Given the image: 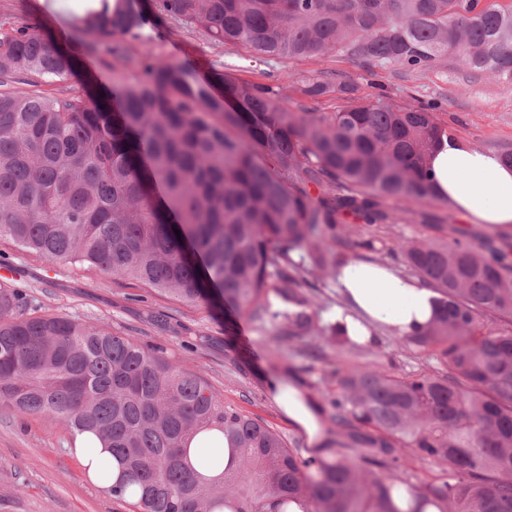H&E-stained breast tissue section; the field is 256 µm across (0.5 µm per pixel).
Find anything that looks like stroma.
Returning a JSON list of instances; mask_svg holds the SVG:
<instances>
[{
	"instance_id": "obj_1",
	"label": "stroma",
	"mask_w": 512,
	"mask_h": 512,
	"mask_svg": "<svg viewBox=\"0 0 512 512\" xmlns=\"http://www.w3.org/2000/svg\"><path fill=\"white\" fill-rule=\"evenodd\" d=\"M54 0H0V28L21 22L36 26L61 47L76 51L78 65L68 81L49 86L52 94L82 90L95 96L111 87L114 58L88 51L87 35L52 11ZM155 54L174 63L193 64L201 76L227 70L237 76L286 87L290 107L331 112L342 104L341 84L355 86L358 101L382 97L405 108L422 102L433 109L450 134L471 146L497 154L512 152V81L442 58L434 67L408 71L399 67L369 75L347 55L255 63L244 49L211 41L202 31L164 18L154 34ZM316 76L333 86L328 95L311 99L301 92L302 79ZM414 216L398 224H360L355 235L337 225V257L367 259L406 271L402 244L422 237L485 239L480 225L460 218L448 204L432 201L415 207ZM13 271L9 287L48 314L103 324L109 331L163 347L179 369L203 376L226 405L260 418L282 433L289 447L304 450L303 439L267 396L265 374L295 377L320 406L329 445L343 438L329 416L336 395L333 369L382 370L407 375L438 369L432 349L404 344L383 331L373 347L355 349L321 339L289 337L251 314L232 306L202 302L184 305L139 283L77 264H47L37 255L0 239V268ZM0 512H130L84 475L73 455V435L51 418L28 417L0 406Z\"/></svg>"
}]
</instances>
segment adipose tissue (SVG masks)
Instances as JSON below:
<instances>
[{"label": "adipose tissue", "mask_w": 512, "mask_h": 512, "mask_svg": "<svg viewBox=\"0 0 512 512\" xmlns=\"http://www.w3.org/2000/svg\"><path fill=\"white\" fill-rule=\"evenodd\" d=\"M428 173L437 198L450 201L464 219L491 234L512 233V163L452 136L437 147ZM336 286L343 303L325 318L361 343L372 341L380 328L399 335L421 330L437 311L434 292L418 278L377 263L339 264ZM266 388L289 424L305 436L311 456H320L326 438L318 405L277 373L267 376Z\"/></svg>", "instance_id": "1"}]
</instances>
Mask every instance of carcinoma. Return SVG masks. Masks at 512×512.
Here are the masks:
<instances>
[{
    "mask_svg": "<svg viewBox=\"0 0 512 512\" xmlns=\"http://www.w3.org/2000/svg\"><path fill=\"white\" fill-rule=\"evenodd\" d=\"M83 2L74 25L92 37L88 50L123 66L108 99L37 90L66 81L74 58L27 23L0 30V238L186 305L231 303L291 337L336 340L302 273L336 274V225L396 224L433 196L427 163L448 131L421 102L309 112L290 108L280 85L202 78L152 53L159 21L264 64L342 52L373 73L453 55L512 79V5L486 0ZM130 41L146 51L128 54ZM17 75L34 89L8 88ZM330 92L302 81L307 97ZM401 250L441 308L402 341L432 348L445 370L335 371L331 420L351 442L345 452L303 458L162 349L41 313L2 285L0 405L92 435L122 469L112 498L135 488L139 512H283L293 500L305 512H401V493L408 512L424 502L512 512V244L415 238ZM209 429L224 435L231 463L205 481L186 449ZM415 460L437 471L413 482Z\"/></svg>",
    "mask_w": 512,
    "mask_h": 512,
    "instance_id": "cac0c4a2",
    "label": "carcinoma"
}]
</instances>
